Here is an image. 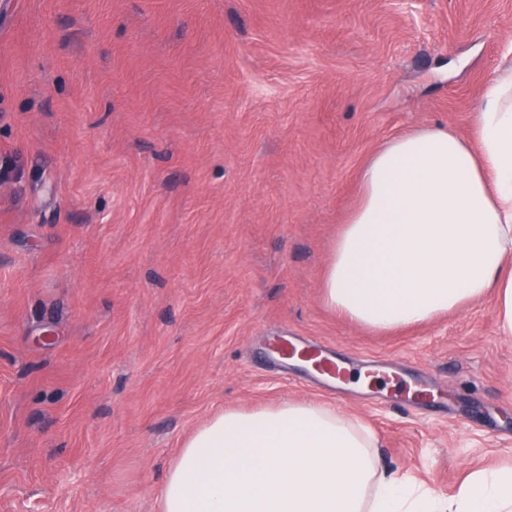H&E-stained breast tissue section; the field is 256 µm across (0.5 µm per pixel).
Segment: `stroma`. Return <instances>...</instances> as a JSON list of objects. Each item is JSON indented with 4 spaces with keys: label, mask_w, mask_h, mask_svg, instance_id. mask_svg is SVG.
<instances>
[{
    "label": "stroma",
    "mask_w": 512,
    "mask_h": 512,
    "mask_svg": "<svg viewBox=\"0 0 512 512\" xmlns=\"http://www.w3.org/2000/svg\"><path fill=\"white\" fill-rule=\"evenodd\" d=\"M512 0H0V512H160L210 418L329 404L453 496L512 467V338L483 299L391 333L326 308L388 140L471 136ZM420 376L449 413L267 365L261 337Z\"/></svg>",
    "instance_id": "obj_1"
}]
</instances>
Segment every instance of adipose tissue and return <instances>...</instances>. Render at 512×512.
I'll use <instances>...</instances> for the list:
<instances>
[{"label":"adipose tissue","instance_id":"ef3b65f1","mask_svg":"<svg viewBox=\"0 0 512 512\" xmlns=\"http://www.w3.org/2000/svg\"><path fill=\"white\" fill-rule=\"evenodd\" d=\"M322 301L379 331L493 297L512 337V67L488 82L470 139L394 138L361 171ZM374 434L329 406L229 410L183 445L160 512H512V468L471 473L450 498L384 468Z\"/></svg>","mask_w":512,"mask_h":512}]
</instances>
